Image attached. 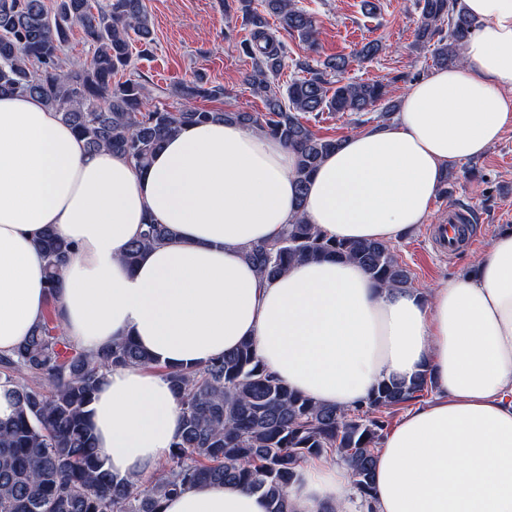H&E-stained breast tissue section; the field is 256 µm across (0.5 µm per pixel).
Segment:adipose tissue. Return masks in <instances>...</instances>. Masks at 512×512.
<instances>
[{
	"instance_id": "adipose-tissue-1",
	"label": "adipose tissue",
	"mask_w": 512,
	"mask_h": 512,
	"mask_svg": "<svg viewBox=\"0 0 512 512\" xmlns=\"http://www.w3.org/2000/svg\"><path fill=\"white\" fill-rule=\"evenodd\" d=\"M464 5L475 28L463 64L413 84L393 123L344 139L302 198L293 152L236 123L183 126L140 170L87 151L41 99L0 95V354L46 311L38 242L52 228L75 247L59 315L80 348L129 336L160 364L187 367L248 339L285 386L341 408L431 371L433 398L377 454L374 512H512V227L472 271L429 290L380 288L333 257L265 279L244 257L299 213L339 240H397L426 222L448 163L485 155L512 128V0ZM149 216L170 239L128 267ZM90 409L116 478L162 467L181 425L164 373L112 369ZM287 494L292 512H360L340 462H306ZM160 510L268 512V502L215 482Z\"/></svg>"
}]
</instances>
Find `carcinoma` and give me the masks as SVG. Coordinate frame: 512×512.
<instances>
[{
	"label": "carcinoma",
	"instance_id": "1",
	"mask_svg": "<svg viewBox=\"0 0 512 512\" xmlns=\"http://www.w3.org/2000/svg\"><path fill=\"white\" fill-rule=\"evenodd\" d=\"M249 37L242 52L252 60L248 81L267 101V112H208L203 98L224 95L200 76L180 84L184 105L176 112L147 108L148 90L137 79L114 83L130 65L131 37L152 43L145 0H0V94L34 95L55 108L90 151L119 153L138 169L148 166L163 140L183 125L234 121L274 138L296 155L299 195L310 177L342 140L317 136L301 115L324 111H371L386 100L381 82H348L335 87L324 73L343 72L349 59L336 55L323 70L293 79L278 77L286 66V45L271 32L273 17L287 32L317 44L315 18L294 0H237ZM420 22L416 44L431 49L435 65L458 64L474 23L460 0H416ZM94 46L89 61L67 67L64 48L74 26ZM447 35H442L443 28ZM169 232L153 216L123 260L138 263ZM52 311L11 354L0 355V380L12 386L15 411L0 420V512H159L160 502L200 483L233 482L262 493L269 512H291L287 488L310 459L333 458L351 470L361 503L373 489L378 445L388 426L385 414L434 386L421 373L412 382L383 381L367 401L352 409L320 405L283 386L258 359L249 341L231 352L189 368L160 366L131 338L98 353L78 348L64 336L57 302L63 270L74 247L54 230L40 239ZM258 273L274 278L302 259L336 256L361 266L386 288H407L409 270L390 244L344 241L324 234L303 217L283 225L271 241L245 249ZM140 366L162 369L179 399L182 428L155 480H120L104 468L90 419V405L104 371Z\"/></svg>",
	"mask_w": 512,
	"mask_h": 512
}]
</instances>
